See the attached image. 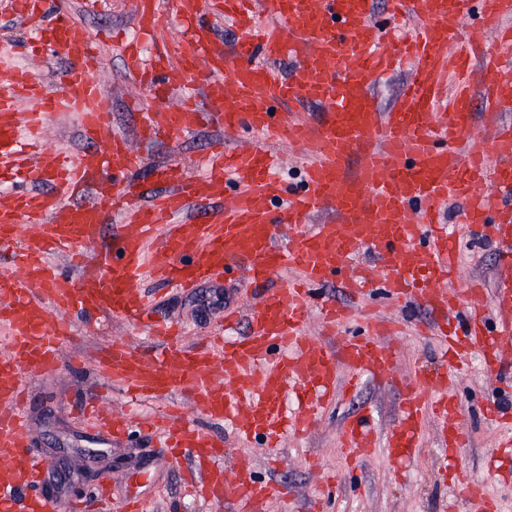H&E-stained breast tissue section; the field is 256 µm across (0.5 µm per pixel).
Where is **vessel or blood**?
<instances>
[{
  "instance_id": "vessel-or-blood-1",
  "label": "vessel or blood",
  "mask_w": 512,
  "mask_h": 512,
  "mask_svg": "<svg viewBox=\"0 0 512 512\" xmlns=\"http://www.w3.org/2000/svg\"><path fill=\"white\" fill-rule=\"evenodd\" d=\"M133 4L137 33L121 44L125 71L169 106L138 107L130 140L112 130L92 41L67 9L59 0H11L33 26L32 50L68 65L53 90L0 59V175L19 178L0 195V242L19 245L0 274V324L10 337L0 349V512H53L48 464L28 452L24 378L60 374L73 316L140 321L149 281L190 289L234 274L256 286L286 269L299 273L250 307L249 329L235 339L189 348L163 321L153 325L166 340L157 350L113 338L99 372L135 397L184 396L241 437L276 447L318 423L338 377L350 388L366 377L395 379L400 350L384 338L396 326L357 306L379 288L443 315L442 362L434 378L403 381L399 418L386 434L373 429L370 414L353 417L339 438L344 457L382 447L402 464L431 424L446 447H464L449 379L473 352L493 373L512 362V122L501 120L512 112V0H384L380 21L373 0H172L183 29L177 39L160 32L162 0ZM218 18L234 24L232 49L216 37ZM261 57L287 58L295 68L281 75L258 65ZM406 60L409 82L392 111H379L373 86ZM287 102L297 110L281 111ZM310 105L318 115L307 113ZM58 112L76 117L78 151L40 142L46 117ZM206 123L256 141H214L192 177L178 165L144 168L135 142L173 141ZM283 145L309 158L294 185L281 174ZM451 202L463 209L462 233L496 247V324L487 320L482 283L452 285L458 248L443 221ZM323 211L332 223H311ZM56 253L69 257L71 270L52 262ZM363 253L370 263L358 262ZM329 281L345 288L351 305L320 296ZM315 307L324 342L305 331ZM289 386L303 397L292 415ZM123 420L115 410L95 414L94 425L120 439ZM159 425L171 448L190 457L196 495L234 512H270L288 496L250 459L227 473L223 440L188 425L183 407L166 411ZM463 495L474 512H496L481 484L466 483Z\"/></svg>"
}]
</instances>
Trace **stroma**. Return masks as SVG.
Returning <instances> with one entry per match:
<instances>
[{
	"instance_id": "1",
	"label": "stroma",
	"mask_w": 512,
	"mask_h": 512,
	"mask_svg": "<svg viewBox=\"0 0 512 512\" xmlns=\"http://www.w3.org/2000/svg\"><path fill=\"white\" fill-rule=\"evenodd\" d=\"M65 2L79 32L96 43L98 78L112 102L113 130L131 132L133 116L125 108L126 100L135 97L155 108L160 102L149 89L129 81L122 59L110 41L112 33L134 32L130 0H107L94 13L85 12L81 0ZM217 135V130L204 127L178 142H158L146 150V162L154 165L174 158H198ZM458 251L461 281L482 280L487 289L485 300L493 302L494 246L463 238ZM147 291L153 316L180 323L184 344L194 347L206 342L218 328L224 317V305L244 302L247 289L241 281L229 277L190 291L153 284ZM218 297L222 298L223 307L209 309V302ZM364 305L379 317L401 325V333L393 339L401 350L397 368L401 378L411 377L418 368H434L441 351L438 337L432 334L439 320L437 314L424 307L384 299L376 293L365 299ZM115 336L134 337L146 347L155 344L146 328L90 316L81 320L73 335L64 338L61 345L63 358L82 356V365L66 366L57 378L28 382L30 396L23 410L33 429L30 448L49 464L45 481L54 487V512H71L72 503L78 500L93 501L104 478L114 473L122 474L123 480L113 487L112 499L104 512H119L124 500L132 496L142 500L145 512H220L208 502L184 495L186 461L171 457L162 437L142 424L144 418L163 410L165 401L143 400L130 406L120 387L96 374L94 360ZM451 390L462 405V424L469 435L467 447L456 457L446 458L436 433H428L418 453L399 470L379 453L350 464L342 461L337 437L349 416L370 412L376 431L384 433L398 415L400 388L368 378L354 391L337 392L335 403L316 429L308 435L284 440L273 451L259 443L241 440L223 423L205 419L195 410H188L187 415L223 438L228 448L224 458L226 469H233L240 456L248 455L261 476L288 484L291 496L275 503L271 512H305L311 498L322 492L319 477L330 471L340 472L341 478L328 512H471L470 504L450 482L443 480L447 470L461 471L467 480L482 484L496 501L498 512H512V474L488 465L492 449L512 436V421L499 425L482 417L483 406L493 400L512 411V379L489 372L483 360L476 357L462 370ZM88 398L97 399L107 409H132L125 440L118 442L97 433L79 414L81 402Z\"/></svg>"
}]
</instances>
